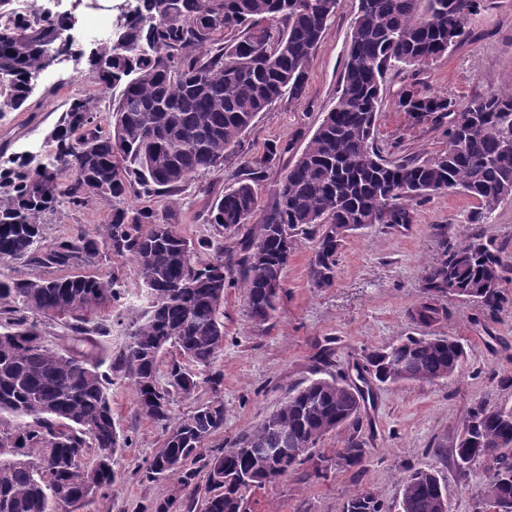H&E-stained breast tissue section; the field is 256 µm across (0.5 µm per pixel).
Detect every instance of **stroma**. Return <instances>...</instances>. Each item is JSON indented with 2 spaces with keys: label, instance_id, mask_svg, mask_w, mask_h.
<instances>
[{
  "label": "stroma",
  "instance_id": "35a3bbf8",
  "mask_svg": "<svg viewBox=\"0 0 512 512\" xmlns=\"http://www.w3.org/2000/svg\"><path fill=\"white\" fill-rule=\"evenodd\" d=\"M355 0H342L323 36L301 101L280 102L260 113L242 136L237 152L224 166L195 178L181 193L141 197L135 208L157 212L174 208L185 238L197 243L216 236L207 214L211 203L234 183L243 161L262 156L271 146L304 147L325 112L336 104L349 43ZM91 41L74 39L73 56L62 57L43 71L23 112H0V171L14 160L48 162L55 145L50 133L72 98L87 100L98 120L112 109V92L100 84L83 59ZM444 95L465 104L488 90L512 88V0H485L470 22V35L460 46L433 62L388 71L377 114L375 140L388 160L426 156L447 144L441 131L413 124L395 104L402 87ZM477 205L458 191L436 193L410 205L407 224H377L353 232L336 259L333 287L313 288L309 274L314 241L301 234L284 273L283 289L273 319L263 325L247 314L242 290H224V351L214 365L219 388L199 386L192 396H173L174 418L190 415L199 406L219 400L224 425L203 444L202 455L230 447L248 428L265 419L289 391L311 377L315 356L331 349L332 371L351 370L363 351L397 343L407 336H453L464 343L467 359L462 374L436 383L381 385L374 390L362 416L372 435L362 470H331L314 480V461H305L292 475L267 484L249 496L246 512H343L348 496L357 490L375 492L389 506L398 504L406 467L435 465L445 483L450 512H476V495L487 481L480 464L459 473L452 450L470 410L512 403V390L500 379L512 375V302L495 315L475 304L441 298L449 317L430 326L417 324L412 313L423 301L424 266L438 254L440 237L456 242L482 230L495 238L506 268L502 283L512 299V201L503 202L491 223L475 227L466 217ZM111 208L94 199L75 208L58 205L41 225L45 242L68 238L78 231L106 223ZM114 273L125 286L112 306L113 315L144 306L140 276L129 256L109 253L76 261L69 267H45L30 262L11 264L17 279L59 277L78 273ZM109 397L118 430L129 439L120 454L122 478L105 496L80 512H144L153 502L177 496L171 482H148L140 477L150 458L163 448L166 433L160 425L137 417L134 387L115 379Z\"/></svg>",
  "mask_w": 512,
  "mask_h": 512
}]
</instances>
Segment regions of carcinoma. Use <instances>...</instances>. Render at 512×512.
<instances>
[{
    "label": "carcinoma",
    "mask_w": 512,
    "mask_h": 512,
    "mask_svg": "<svg viewBox=\"0 0 512 512\" xmlns=\"http://www.w3.org/2000/svg\"><path fill=\"white\" fill-rule=\"evenodd\" d=\"M0 0V112L25 108L42 70L44 48L66 35L71 18L37 9L27 18ZM340 0H128L117 20L123 46L99 44L87 61L112 90L106 125L74 98L51 133L52 159L22 160L0 179V266L14 261L67 266L81 257L128 254L142 282L145 305L117 321L127 341L109 364L88 353L57 351L41 326L60 322L81 341L107 336L112 322L88 328L89 315L112 307L121 285L112 274L13 279L0 273V512L77 510L112 487L121 473L120 437L112 415V376L135 387L139 416L164 428L166 441L142 479L177 482L184 496L153 503L149 512H194L200 485V449L224 425L217 400L174 419L169 385L190 396L199 385L220 384L213 364L224 349V288L240 267L251 320L265 324L277 310L293 252V238L307 234L315 248L313 287L334 286L336 256L345 239L372 224H408L411 202L459 190L477 201L469 224H487L512 200V90H492L460 108L446 96L404 88L396 105L416 124L443 131L445 149L426 157L389 161L374 145L376 115L386 72L420 66L450 52L469 36L483 0H357L341 90L301 152L295 155L262 212L257 234L239 242V257L224 241L198 243L215 257L198 264L175 214L115 206L145 192L175 194L194 178L224 165L257 115L272 104L302 98L310 67ZM244 162L238 179L210 208L218 233L250 223L259 212L257 182L280 153ZM94 180L100 191L89 195ZM112 206L110 220L91 233L46 244L42 216L63 202L79 207L91 197ZM440 254L424 269L425 301L416 322L447 315L442 296L477 304L494 314L509 299L501 289L504 267L494 238L473 233L456 244L440 239ZM177 357L163 361L168 349ZM318 367L264 420L229 448L203 462L204 512H246V494L296 471L324 437L343 432L336 459L320 457L319 477L333 463L362 468L367 441L360 415L372 384L434 382L458 376L467 352L453 336H408L369 349L354 364L360 384ZM93 433H85L86 427ZM292 452L272 463L263 448ZM464 471L479 463L488 480L477 512H512V404L477 405L468 412L452 450ZM399 512H444V485L433 465L409 468L401 479ZM344 512H387L372 491L348 496Z\"/></svg>",
    "instance_id": "carcinoma-1"
}]
</instances>
